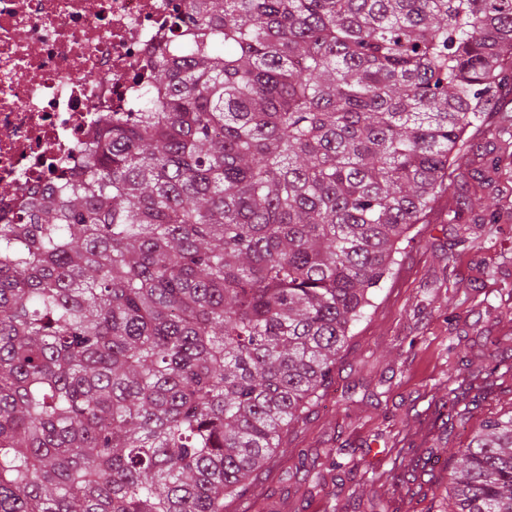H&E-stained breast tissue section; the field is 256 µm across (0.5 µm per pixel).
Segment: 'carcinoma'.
Instances as JSON below:
<instances>
[{"label":"carcinoma","mask_w":512,"mask_h":512,"mask_svg":"<svg viewBox=\"0 0 512 512\" xmlns=\"http://www.w3.org/2000/svg\"><path fill=\"white\" fill-rule=\"evenodd\" d=\"M180 2L143 111L0 223V512L249 492L512 82V0ZM445 494L512 512V409Z\"/></svg>","instance_id":"cac0c4a2"}]
</instances>
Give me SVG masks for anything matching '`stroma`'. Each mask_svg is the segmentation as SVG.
Returning a JSON list of instances; mask_svg holds the SVG:
<instances>
[{
	"label": "stroma",
	"mask_w": 512,
	"mask_h": 512,
	"mask_svg": "<svg viewBox=\"0 0 512 512\" xmlns=\"http://www.w3.org/2000/svg\"><path fill=\"white\" fill-rule=\"evenodd\" d=\"M512 126V91L492 103L465 150L490 149ZM501 219L483 228L492 211ZM461 280L448 281L449 265ZM497 271L486 279L484 268ZM512 177L493 176L469 204L437 199L402 242L393 273L376 289L339 354L332 381L290 425L287 455L258 474L224 512H441L439 488L479 424L512 407ZM499 368L465 427L445 433L439 405L459 381ZM315 465L297 470L299 452Z\"/></svg>",
	"instance_id": "obj_1"
}]
</instances>
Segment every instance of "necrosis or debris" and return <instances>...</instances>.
Wrapping results in <instances>:
<instances>
[{"mask_svg": "<svg viewBox=\"0 0 512 512\" xmlns=\"http://www.w3.org/2000/svg\"><path fill=\"white\" fill-rule=\"evenodd\" d=\"M177 0H0V220L55 187L59 161L127 111Z\"/></svg>", "mask_w": 512, "mask_h": 512, "instance_id": "4bbe7bcc", "label": "necrosis or debris"}]
</instances>
